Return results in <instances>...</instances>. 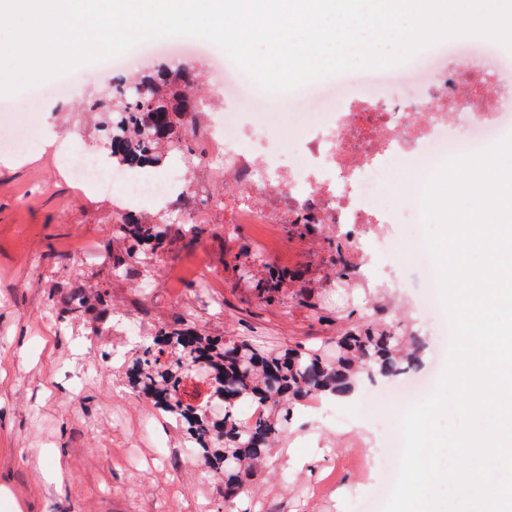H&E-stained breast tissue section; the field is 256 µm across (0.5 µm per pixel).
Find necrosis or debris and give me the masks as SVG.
<instances>
[{
    "label": "necrosis or debris",
    "instance_id": "obj_1",
    "mask_svg": "<svg viewBox=\"0 0 512 512\" xmlns=\"http://www.w3.org/2000/svg\"><path fill=\"white\" fill-rule=\"evenodd\" d=\"M510 72L512 54L477 36L443 40L389 68L344 72L335 111L315 117L280 153L269 149L275 130L225 113L224 173L247 193L280 189L289 212L309 223L352 227L357 270L372 283L366 256L382 241L371 229L419 210L427 178L447 160L512 134ZM59 162L78 186H113L129 203L174 206L185 196L173 177L112 171L79 144L63 148ZM397 171L404 178L395 183Z\"/></svg>",
    "mask_w": 512,
    "mask_h": 512
}]
</instances>
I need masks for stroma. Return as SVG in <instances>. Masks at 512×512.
I'll return each instance as SVG.
<instances>
[{
    "mask_svg": "<svg viewBox=\"0 0 512 512\" xmlns=\"http://www.w3.org/2000/svg\"><path fill=\"white\" fill-rule=\"evenodd\" d=\"M180 67L195 74L196 93L210 110L181 129L194 168H185L181 152L164 156L160 168L181 167L192 197L177 210L145 203L134 214L172 226L164 263L118 276L97 258L76 259L78 246L87 244L98 255L125 251L126 241L112 234L122 220L116 196L81 194L55 152L13 164L10 151L0 150V512H218L223 506L222 485L203 466L181 464L174 453L158 456L140 432L149 417L170 431L173 445L183 440L179 427L128 389L123 357L106 359L101 317L115 328L134 318L150 329L180 321L208 336L248 338L269 348L330 342L353 324L385 322L421 339L420 372L433 367L435 326L418 306L428 284L412 257L423 225L408 216L378 225L393 251L380 257L383 271L371 293L354 287L343 265L355 256L335 227L301 224L281 211L276 194L249 195L225 184L216 153L223 77L206 58L172 46L134 56L123 77L136 83ZM80 71L84 80L71 97L10 95L14 110L5 125L30 143L47 126L77 131L80 143L106 161L105 134L88 100L90 88L110 83L113 74L94 63ZM290 98L270 94L269 105L246 115L252 124L277 127L283 148L310 120L288 108ZM273 269L287 277L270 299L259 298L255 285ZM79 283L84 307L60 317L57 297ZM90 366L96 372L81 403L70 405L71 376ZM398 404L366 381L355 399L319 410L296 406L286 440L248 487L245 512H355L367 492L364 477L334 470V460L355 441L375 446L400 433ZM50 464L61 467L63 482L46 478ZM331 474L334 486L311 497L310 488Z\"/></svg>",
    "mask_w": 512,
    "mask_h": 512,
    "instance_id": "35a3bbf8",
    "label": "stroma"
}]
</instances>
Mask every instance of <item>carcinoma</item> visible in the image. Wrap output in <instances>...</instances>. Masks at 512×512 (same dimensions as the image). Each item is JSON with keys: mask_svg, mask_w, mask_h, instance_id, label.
<instances>
[{"mask_svg": "<svg viewBox=\"0 0 512 512\" xmlns=\"http://www.w3.org/2000/svg\"><path fill=\"white\" fill-rule=\"evenodd\" d=\"M148 101L122 83L92 98L106 122L110 155L138 167L159 161L158 146L180 150L178 127L196 119L204 105L184 88L190 77L143 78ZM169 224H143L131 217L112 227L126 240L124 254L111 258L116 272L165 252ZM422 343L390 325L361 324L336 337L332 359L325 348L296 344L268 350L247 339L203 336L191 327L161 329L138 346L127 369L130 387L185 429L190 454L224 484V512H231L246 483L268 464L273 445L288 435L295 405L322 396L346 397L363 380L397 377L417 367ZM256 402L264 417L246 426L239 407Z\"/></svg>", "mask_w": 512, "mask_h": 512, "instance_id": "obj_1", "label": "carcinoma"}]
</instances>
